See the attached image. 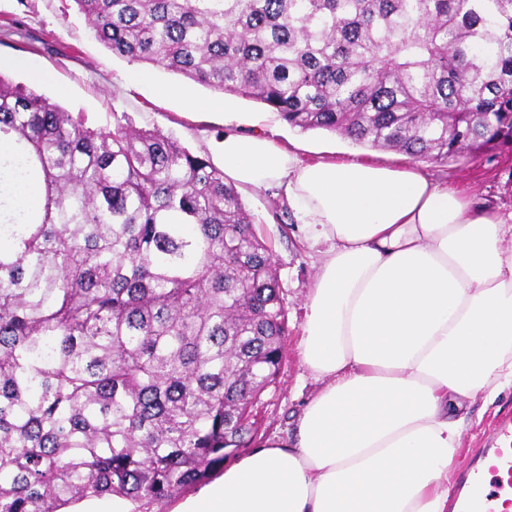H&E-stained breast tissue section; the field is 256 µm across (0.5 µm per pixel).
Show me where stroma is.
<instances>
[{
  "mask_svg": "<svg viewBox=\"0 0 512 512\" xmlns=\"http://www.w3.org/2000/svg\"><path fill=\"white\" fill-rule=\"evenodd\" d=\"M32 59L49 76L39 83L23 70L10 67L13 82L42 94L73 113L84 114L99 127L112 124L113 113H126L133 126L155 128L197 152L209 151L225 130L263 131L276 144L307 160H370L403 164L407 155L389 149L366 148L324 130L303 131L288 126L262 105L232 94H222L181 75L151 65L113 56L90 31L72 0H0V61ZM147 73L134 83L133 72ZM176 87L177 95L162 96L158 86ZM429 176L448 180L478 206L502 213L512 211V150L497 148L448 162H423ZM260 236L269 243L281 296L288 311L285 359L274 385L263 392L253 412L257 442L286 436L293 420L316 383L301 361L299 342L304 304L317 267L321 247L303 239L293 212L287 211L281 192L244 189L240 192ZM464 428L457 467L476 461L501 427L512 424V393L498 410L474 403Z\"/></svg>",
  "mask_w": 512,
  "mask_h": 512,
  "instance_id": "1",
  "label": "stroma"
}]
</instances>
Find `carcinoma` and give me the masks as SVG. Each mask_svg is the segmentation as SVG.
Returning <instances> with one entry per match:
<instances>
[{"label": "carcinoma", "mask_w": 512, "mask_h": 512, "mask_svg": "<svg viewBox=\"0 0 512 512\" xmlns=\"http://www.w3.org/2000/svg\"><path fill=\"white\" fill-rule=\"evenodd\" d=\"M112 55L414 161L512 148V0H73ZM0 76V512L165 505L256 434L272 251L224 169ZM93 506L103 510L97 512H132V503L119 497L83 500L72 505L67 510L83 512L84 510H91Z\"/></svg>", "instance_id": "carcinoma-1"}]
</instances>
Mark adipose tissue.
Returning <instances> with one entry per match:
<instances>
[{
	"instance_id": "adipose-tissue-1",
	"label": "adipose tissue",
	"mask_w": 512,
	"mask_h": 512,
	"mask_svg": "<svg viewBox=\"0 0 512 512\" xmlns=\"http://www.w3.org/2000/svg\"><path fill=\"white\" fill-rule=\"evenodd\" d=\"M212 155L277 188L311 244L300 356L318 385L175 512H448L467 404L512 392V212L412 166L302 161L232 131Z\"/></svg>"
}]
</instances>
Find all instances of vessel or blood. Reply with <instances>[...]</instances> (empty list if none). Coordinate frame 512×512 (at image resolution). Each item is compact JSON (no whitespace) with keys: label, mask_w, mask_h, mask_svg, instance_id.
I'll list each match as a JSON object with an SVG mask.
<instances>
[{"label":"vessel or blood","mask_w":512,"mask_h":512,"mask_svg":"<svg viewBox=\"0 0 512 512\" xmlns=\"http://www.w3.org/2000/svg\"><path fill=\"white\" fill-rule=\"evenodd\" d=\"M485 469L462 471L459 482V512H500L512 506V434L503 435L490 448L482 449Z\"/></svg>","instance_id":"1"}]
</instances>
